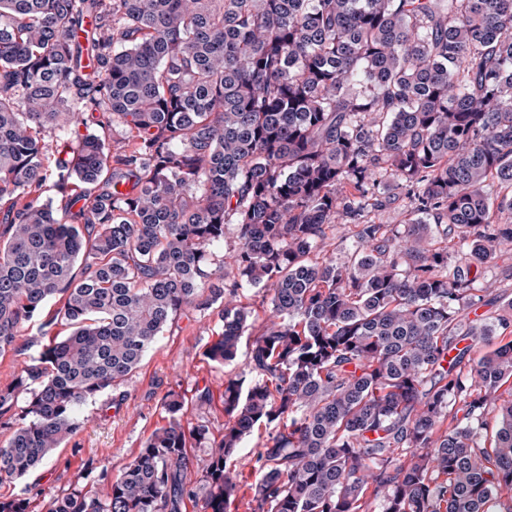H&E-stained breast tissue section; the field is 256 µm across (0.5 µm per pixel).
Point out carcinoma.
I'll use <instances>...</instances> for the list:
<instances>
[{
  "label": "carcinoma",
  "mask_w": 512,
  "mask_h": 512,
  "mask_svg": "<svg viewBox=\"0 0 512 512\" xmlns=\"http://www.w3.org/2000/svg\"><path fill=\"white\" fill-rule=\"evenodd\" d=\"M390 181L402 231L367 220ZM341 221L339 263L319 252ZM504 246L512 0H0V356L56 298L41 327L67 330L0 389V479L75 434L182 310L223 303L206 356L227 364L245 292L269 306L220 438L171 393L106 491L46 512H231L261 425L250 512H512V339L465 368L512 327V300L469 318ZM267 432L265 428L254 429L244 443V448H241L239 453V470L241 478L239 482V490L237 493L236 500L232 505L231 512H250L249 501L252 497L251 485L256 481V474L252 472L250 459L252 457V451L258 448L262 442L266 439Z\"/></svg>",
  "instance_id": "1"
}]
</instances>
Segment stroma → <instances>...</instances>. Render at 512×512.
Returning <instances> with one entry per match:
<instances>
[{
  "label": "stroma",
  "instance_id": "stroma-1",
  "mask_svg": "<svg viewBox=\"0 0 512 512\" xmlns=\"http://www.w3.org/2000/svg\"><path fill=\"white\" fill-rule=\"evenodd\" d=\"M223 329L219 307L188 308L168 323L144 355L139 367L121 386L89 401L82 409L80 429L55 449L38 469L20 479L0 481V497H24L30 512H44L50 498L80 487L94 492L140 451L164 423L162 401L175 393L185 399L183 419L204 421L213 434L224 427V384L247 377L252 336H243L236 359L218 364L207 349ZM44 340L38 324L26 327L14 351L0 356V388L14 383L21 370L38 356ZM207 402H200L201 392Z\"/></svg>",
  "mask_w": 512,
  "mask_h": 512
}]
</instances>
